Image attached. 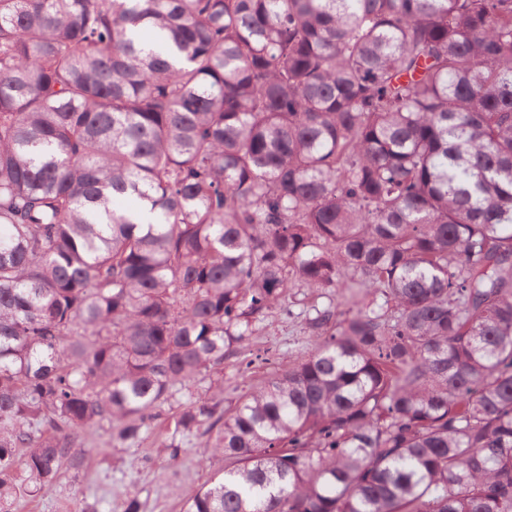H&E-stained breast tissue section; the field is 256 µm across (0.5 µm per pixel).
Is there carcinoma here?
<instances>
[{"label":"carcinoma","mask_w":512,"mask_h":512,"mask_svg":"<svg viewBox=\"0 0 512 512\" xmlns=\"http://www.w3.org/2000/svg\"><path fill=\"white\" fill-rule=\"evenodd\" d=\"M294 285L184 512H512V0H0V512Z\"/></svg>","instance_id":"obj_1"}]
</instances>
